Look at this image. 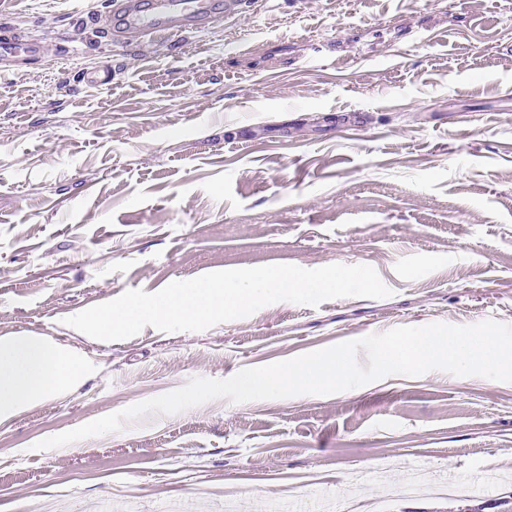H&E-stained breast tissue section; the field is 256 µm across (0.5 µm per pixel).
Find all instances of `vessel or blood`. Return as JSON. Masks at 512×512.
Returning a JSON list of instances; mask_svg holds the SVG:
<instances>
[{"mask_svg":"<svg viewBox=\"0 0 512 512\" xmlns=\"http://www.w3.org/2000/svg\"><path fill=\"white\" fill-rule=\"evenodd\" d=\"M243 5L244 0H110L108 10L92 20L113 43L122 44L208 30L239 16ZM38 52L37 43L23 34L2 35L0 71L24 64Z\"/></svg>","mask_w":512,"mask_h":512,"instance_id":"vessel-or-blood-1","label":"vessel or blood"}]
</instances>
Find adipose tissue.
<instances>
[{
  "label": "adipose tissue",
  "instance_id": "obj_1",
  "mask_svg": "<svg viewBox=\"0 0 512 512\" xmlns=\"http://www.w3.org/2000/svg\"><path fill=\"white\" fill-rule=\"evenodd\" d=\"M80 373L74 359L39 337L0 339V416L45 398Z\"/></svg>",
  "mask_w": 512,
  "mask_h": 512
}]
</instances>
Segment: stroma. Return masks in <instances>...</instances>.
<instances>
[{
    "mask_svg": "<svg viewBox=\"0 0 512 512\" xmlns=\"http://www.w3.org/2000/svg\"><path fill=\"white\" fill-rule=\"evenodd\" d=\"M110 0H0L38 58L0 74V338L81 375L0 416V512H456L512 482V382L432 371L213 400L38 441L175 390L403 326L512 324V0H255L113 45ZM112 67L85 88L81 71ZM372 266L391 295L275 303L104 342L65 317L234 268Z\"/></svg>",
    "mask_w": 512,
    "mask_h": 512,
    "instance_id": "1",
    "label": "stroma"
}]
</instances>
